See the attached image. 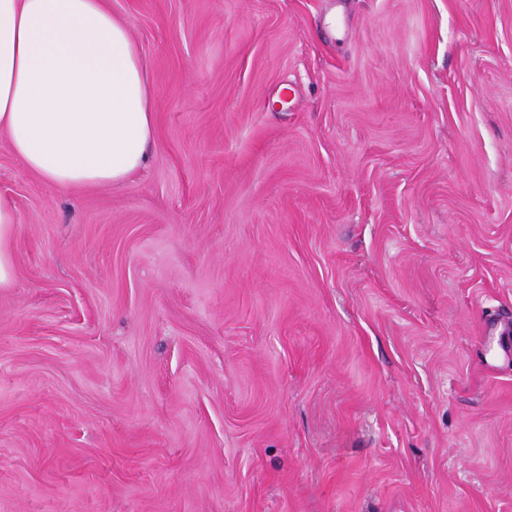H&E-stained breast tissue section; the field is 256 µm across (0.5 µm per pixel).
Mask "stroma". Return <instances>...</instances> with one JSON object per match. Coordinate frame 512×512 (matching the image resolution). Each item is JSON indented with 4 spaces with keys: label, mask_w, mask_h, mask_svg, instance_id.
I'll return each mask as SVG.
<instances>
[{
    "label": "stroma",
    "mask_w": 512,
    "mask_h": 512,
    "mask_svg": "<svg viewBox=\"0 0 512 512\" xmlns=\"http://www.w3.org/2000/svg\"><path fill=\"white\" fill-rule=\"evenodd\" d=\"M124 184L0 149V512H512V0H108ZM17 224V215L13 205L0 198V288H8L14 282V243Z\"/></svg>",
    "instance_id": "1"
}]
</instances>
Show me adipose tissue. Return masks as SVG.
Returning a JSON list of instances; mask_svg holds the SVG:
<instances>
[{
  "mask_svg": "<svg viewBox=\"0 0 512 512\" xmlns=\"http://www.w3.org/2000/svg\"><path fill=\"white\" fill-rule=\"evenodd\" d=\"M152 86L107 0H0V141L54 188L119 183L147 161ZM17 215L0 198V288Z\"/></svg>",
  "mask_w": 512,
  "mask_h": 512,
  "instance_id": "1",
  "label": "adipose tissue"
}]
</instances>
